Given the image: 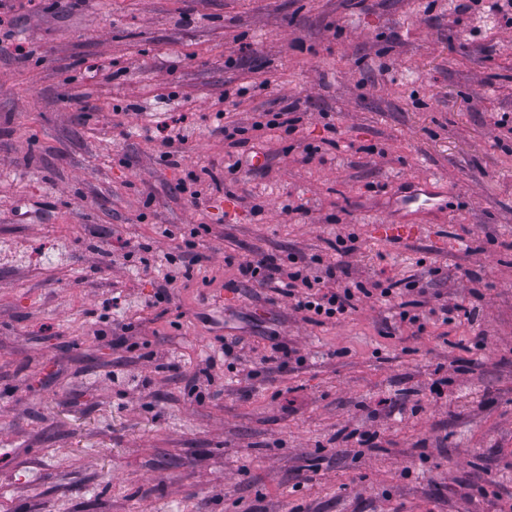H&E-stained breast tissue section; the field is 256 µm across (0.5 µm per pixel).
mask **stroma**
Returning <instances> with one entry per match:
<instances>
[{
	"mask_svg": "<svg viewBox=\"0 0 512 512\" xmlns=\"http://www.w3.org/2000/svg\"><path fill=\"white\" fill-rule=\"evenodd\" d=\"M493 2L0 0V512H507L512 24ZM289 102L286 152L264 131L228 175L217 112ZM173 118L170 166L145 131ZM427 175L446 210L381 238L396 184ZM194 176L218 185L192 200ZM344 232L354 280L432 268L469 317L387 335L372 297L315 324L229 285L227 259L328 265ZM191 239L199 272L157 302ZM232 337L302 361L225 372L197 403L186 379ZM270 349V355H263L261 358V369L247 372L245 380L249 381L262 372L267 374L284 372L288 368V360L291 358V354L297 353L296 349L289 347L283 341L274 342Z\"/></svg>",
	"mask_w": 512,
	"mask_h": 512,
	"instance_id": "35a3bbf8",
	"label": "stroma"
}]
</instances>
